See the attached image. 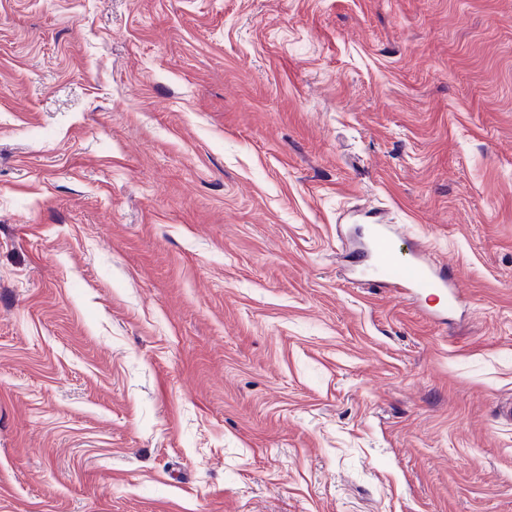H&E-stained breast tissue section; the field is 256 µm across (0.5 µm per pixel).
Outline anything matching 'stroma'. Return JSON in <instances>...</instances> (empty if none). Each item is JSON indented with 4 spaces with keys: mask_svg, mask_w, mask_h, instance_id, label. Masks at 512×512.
Returning <instances> with one entry per match:
<instances>
[{
    "mask_svg": "<svg viewBox=\"0 0 512 512\" xmlns=\"http://www.w3.org/2000/svg\"><path fill=\"white\" fill-rule=\"evenodd\" d=\"M509 402L512 0H0V512H512ZM369 247L382 265L391 262L394 244L390 229L383 225L375 227L369 239ZM393 288H408L421 294L429 291L448 292V307L451 308L460 294L456 281L448 277L447 267L415 257L404 269L400 283Z\"/></svg>",
    "mask_w": 512,
    "mask_h": 512,
    "instance_id": "obj_1",
    "label": "stroma"
}]
</instances>
